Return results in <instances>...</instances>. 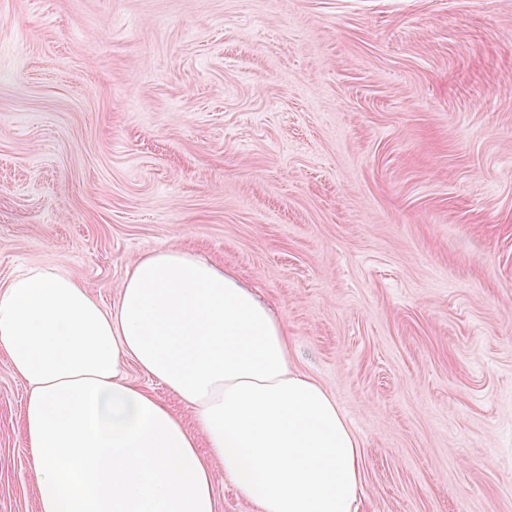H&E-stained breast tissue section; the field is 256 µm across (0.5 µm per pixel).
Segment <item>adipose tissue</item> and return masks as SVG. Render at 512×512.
<instances>
[{"label":"adipose tissue","mask_w":512,"mask_h":512,"mask_svg":"<svg viewBox=\"0 0 512 512\" xmlns=\"http://www.w3.org/2000/svg\"><path fill=\"white\" fill-rule=\"evenodd\" d=\"M0 351L29 386L39 512H217L219 471L257 512H358L355 432L232 270L155 250L108 309L57 268L29 267L0 287ZM132 363L194 426L126 379Z\"/></svg>","instance_id":"obj_1"}]
</instances>
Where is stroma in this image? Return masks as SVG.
Segmentation results:
<instances>
[{"instance_id":"1","label":"stroma","mask_w":512,"mask_h":512,"mask_svg":"<svg viewBox=\"0 0 512 512\" xmlns=\"http://www.w3.org/2000/svg\"><path fill=\"white\" fill-rule=\"evenodd\" d=\"M235 270L361 441L359 512H512V0H0V285ZM0 355V512H39Z\"/></svg>"}]
</instances>
